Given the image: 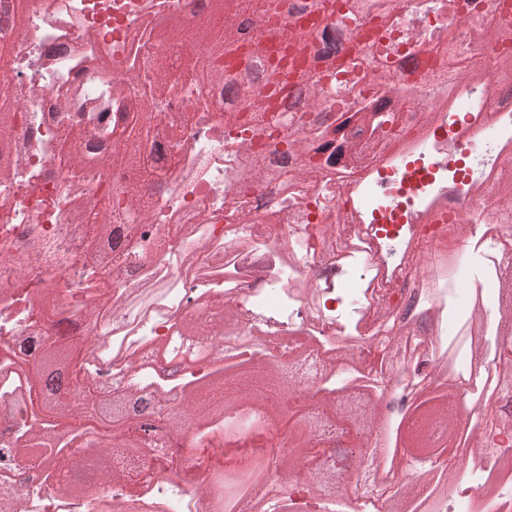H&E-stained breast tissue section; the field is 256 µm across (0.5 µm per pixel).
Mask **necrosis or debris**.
Here are the masks:
<instances>
[{"label":"necrosis or debris","instance_id":"necrosis-or-debris-1","mask_svg":"<svg viewBox=\"0 0 512 512\" xmlns=\"http://www.w3.org/2000/svg\"><path fill=\"white\" fill-rule=\"evenodd\" d=\"M0 0V451L56 430L29 405L30 346L106 334L73 401L112 387L157 395L151 425L221 372L249 398L254 359L303 342L292 374L332 394L379 375L373 407L398 439L420 397H467L454 456L395 481L411 512H512V432L482 425L512 367V10L501 0ZM235 38L208 84L202 39ZM298 59L266 99L279 55ZM130 235L114 264L105 225ZM241 347L216 353L200 335ZM71 462L0 454L11 512H223L217 477L242 456L271 497L277 452L168 444ZM311 461L290 467L280 512H388L365 475L332 499Z\"/></svg>","mask_w":512,"mask_h":512}]
</instances>
